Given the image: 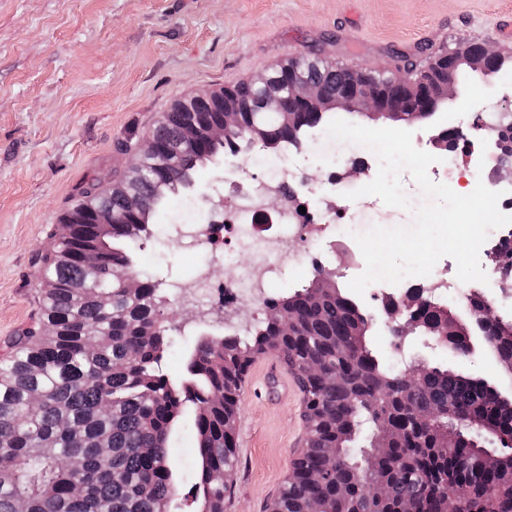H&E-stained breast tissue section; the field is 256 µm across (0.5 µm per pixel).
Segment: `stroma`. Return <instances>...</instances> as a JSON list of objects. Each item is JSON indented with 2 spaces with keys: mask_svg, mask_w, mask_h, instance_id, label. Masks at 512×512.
Instances as JSON below:
<instances>
[{
  "mask_svg": "<svg viewBox=\"0 0 512 512\" xmlns=\"http://www.w3.org/2000/svg\"><path fill=\"white\" fill-rule=\"evenodd\" d=\"M512 16V0H0V359L42 315L36 260L51 250L60 217L95 182L127 173L135 150L163 113L183 97L246 80L290 58L319 57L346 66L372 65L400 73L405 61L427 67L443 50L480 40L512 55V39L494 34ZM499 77L467 73L445 102L457 121L503 108ZM263 167L236 160L200 170L194 190L170 196L154 217L153 237L136 250L140 269L162 281L182 279L195 263L223 267L234 247L182 253L170 215L224 231L217 205L234 183ZM408 207L378 197H338L337 204L373 225L409 227L423 196L409 172L400 175ZM322 263L338 266L339 288L366 269L357 242L326 237ZM375 317L371 348L399 362L405 354L433 364L446 353L412 342L396 348L378 298L359 300ZM188 332L197 326L240 328V310L215 296L178 297L171 307ZM247 381L235 422L237 463L224 493V512H271L303 448L302 396L284 366L265 358ZM179 496L176 512H197L192 476L196 439L178 427L171 439Z\"/></svg>",
  "mask_w": 512,
  "mask_h": 512,
  "instance_id": "obj_1",
  "label": "stroma"
}]
</instances>
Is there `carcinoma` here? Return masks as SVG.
<instances>
[{
  "label": "carcinoma",
  "mask_w": 512,
  "mask_h": 512,
  "mask_svg": "<svg viewBox=\"0 0 512 512\" xmlns=\"http://www.w3.org/2000/svg\"><path fill=\"white\" fill-rule=\"evenodd\" d=\"M294 70L329 97L350 78L348 67L318 58L291 60L266 76L283 82ZM226 99L251 111L224 129V139L190 146L192 121L217 116ZM327 117L291 98L271 111L251 80L220 89L207 105L178 100L150 132L160 155L140 157L131 175L91 200L104 218L124 212L131 196L140 210L122 223H82L73 210L62 217L54 253L39 271L44 329L0 363V512H170L179 489L169 445L188 410L200 457L198 512H224L242 383L255 358L270 351L296 376L307 424L305 448L272 512H308L313 502L322 512H347L362 483L386 486L379 512H454L460 484L484 512H512V450L494 436L474 437L467 425L478 416L512 431V407L498 402L487 382L455 368L383 361L369 347L371 318L336 286L334 268L314 264L308 286L273 301L295 316L288 327L295 340L263 316L246 332L197 334L182 351L183 372L165 366L181 334L166 314L176 293L139 269L128 242L151 236L159 207L193 188L201 168L245 156L257 144L278 157L298 150ZM499 121L496 138L512 156V112ZM87 250L96 263H83ZM424 297L429 303L403 312L417 321L405 343L449 334L448 316L431 308V291ZM491 333L511 364L512 319H498ZM309 360L327 377L338 368L352 374L359 397L347 401L340 386L308 377ZM448 406L456 418L435 416L381 447L387 409L397 420L414 408ZM465 454L498 460L459 470L456 459Z\"/></svg>",
  "instance_id": "obj_1"
}]
</instances>
